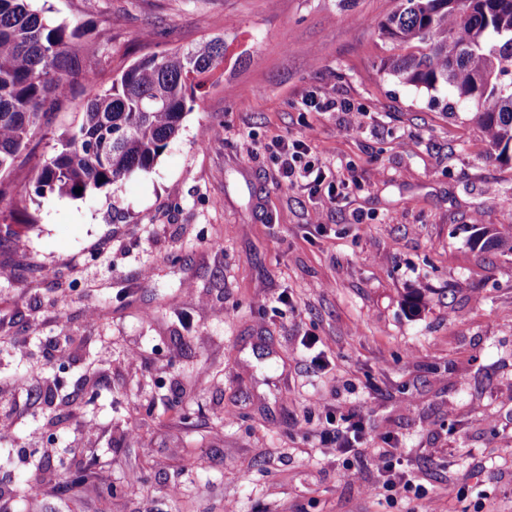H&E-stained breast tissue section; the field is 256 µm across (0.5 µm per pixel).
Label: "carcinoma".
Returning <instances> with one entry per match:
<instances>
[{
	"instance_id": "cac0c4a2",
	"label": "carcinoma",
	"mask_w": 512,
	"mask_h": 512,
	"mask_svg": "<svg viewBox=\"0 0 512 512\" xmlns=\"http://www.w3.org/2000/svg\"><path fill=\"white\" fill-rule=\"evenodd\" d=\"M394 53L382 71L430 95L447 115L459 107L484 132L490 157L512 161V0H398L379 24ZM90 31L47 21L26 0H0V203L16 192L18 159L46 134L48 111L72 90L85 110L60 148L32 169L28 186L79 199L135 173H149L224 65V40L144 55L106 88ZM81 193H76L77 189ZM480 252L512 255V224H465Z\"/></svg>"
}]
</instances>
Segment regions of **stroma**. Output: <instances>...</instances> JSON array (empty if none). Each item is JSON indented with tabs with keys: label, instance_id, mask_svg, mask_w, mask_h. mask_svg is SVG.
Listing matches in <instances>:
<instances>
[{
	"label": "stroma",
	"instance_id": "1",
	"mask_svg": "<svg viewBox=\"0 0 512 512\" xmlns=\"http://www.w3.org/2000/svg\"><path fill=\"white\" fill-rule=\"evenodd\" d=\"M29 4L102 32L104 81L216 37L224 74L150 173L0 208L37 218L0 244V486L26 512H512V258L463 230L512 224V164L382 72L396 0ZM82 109L57 108L18 185ZM277 140L323 184L289 185ZM353 415L345 453L324 434ZM390 435L424 496L383 490Z\"/></svg>",
	"mask_w": 512,
	"mask_h": 512
}]
</instances>
